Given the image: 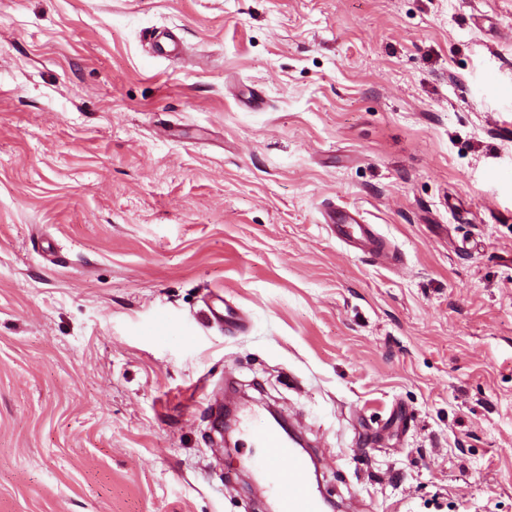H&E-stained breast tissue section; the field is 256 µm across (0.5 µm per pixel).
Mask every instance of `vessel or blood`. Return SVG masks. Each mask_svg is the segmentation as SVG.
Listing matches in <instances>:
<instances>
[{"mask_svg": "<svg viewBox=\"0 0 512 512\" xmlns=\"http://www.w3.org/2000/svg\"><path fill=\"white\" fill-rule=\"evenodd\" d=\"M324 219L337 238L359 254L389 257L386 240L373 225L364 222L358 208L336 206L325 211ZM245 430L252 443L262 450L256 467L266 479L278 512H322L323 500L313 489L307 457L270 423L249 418Z\"/></svg>", "mask_w": 512, "mask_h": 512, "instance_id": "obj_1", "label": "vessel or blood"}]
</instances>
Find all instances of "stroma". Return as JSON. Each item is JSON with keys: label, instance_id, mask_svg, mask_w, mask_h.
Segmentation results:
<instances>
[{"label": "stroma", "instance_id": "35a3bbf8", "mask_svg": "<svg viewBox=\"0 0 512 512\" xmlns=\"http://www.w3.org/2000/svg\"><path fill=\"white\" fill-rule=\"evenodd\" d=\"M231 384L322 495L512 512V0H0V512H263ZM325 224L341 242L354 247L363 256L388 259L390 251L386 240L372 224H365L356 207L336 206L324 212Z\"/></svg>", "mask_w": 512, "mask_h": 512}]
</instances>
